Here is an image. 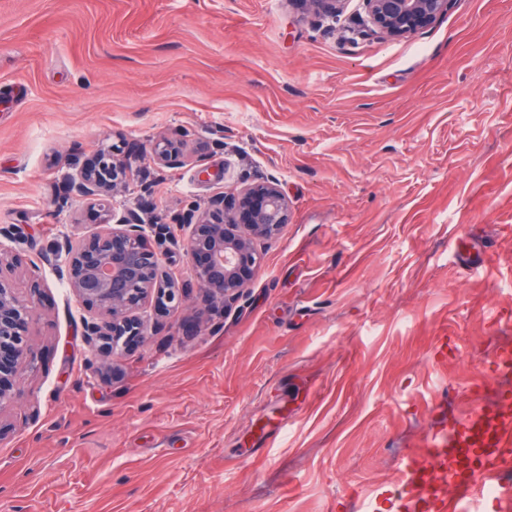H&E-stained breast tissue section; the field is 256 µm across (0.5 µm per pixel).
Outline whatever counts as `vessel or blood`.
Wrapping results in <instances>:
<instances>
[{"instance_id": "obj_1", "label": "vessel or blood", "mask_w": 512, "mask_h": 512, "mask_svg": "<svg viewBox=\"0 0 512 512\" xmlns=\"http://www.w3.org/2000/svg\"><path fill=\"white\" fill-rule=\"evenodd\" d=\"M512 459V409L486 420L480 408L454 414L412 453L396 512H478L480 476Z\"/></svg>"}]
</instances>
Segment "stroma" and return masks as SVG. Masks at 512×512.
<instances>
[{
    "label": "stroma",
    "instance_id": "1",
    "mask_svg": "<svg viewBox=\"0 0 512 512\" xmlns=\"http://www.w3.org/2000/svg\"><path fill=\"white\" fill-rule=\"evenodd\" d=\"M361 0H0V275L41 291L35 366L0 412V512H393L449 388L512 336V0H452L433 26L360 37ZM182 134L180 165L149 145ZM223 137V148L211 139ZM115 144L156 212L275 178L291 219L242 300L212 310L182 256L180 308L94 372L64 232L102 226L59 173ZM480 226L499 259L456 251ZM306 378L312 397L290 399ZM282 425L274 444L261 436ZM263 449L262 458L248 450Z\"/></svg>",
    "mask_w": 512,
    "mask_h": 512
}]
</instances>
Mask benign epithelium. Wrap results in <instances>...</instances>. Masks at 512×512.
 Instances as JSON below:
<instances>
[{
    "instance_id": "1",
    "label": "benign epithelium",
    "mask_w": 512,
    "mask_h": 512,
    "mask_svg": "<svg viewBox=\"0 0 512 512\" xmlns=\"http://www.w3.org/2000/svg\"><path fill=\"white\" fill-rule=\"evenodd\" d=\"M315 13L336 16L346 0H302ZM452 0H362L359 35L396 39L432 26L448 13ZM184 143L161 138L151 146L153 161L162 166L180 163ZM112 145L97 152L96 162L76 172H64L60 183L69 196L87 202L112 228L88 236H64L60 275L66 278L79 303L95 313L84 319V336L92 348L97 372L146 336L136 312L146 303L166 313L178 306L184 293L168 272L163 257L182 251L193 275L210 302L228 308L259 266L256 241L277 237L289 223L288 199L273 178L254 183L238 195L216 193L201 212L189 209L172 220L154 214L143 203L117 205L116 195L130 191L141 175L129 157ZM184 235H171V224ZM39 285L27 299L0 276V410L15 403L20 370L34 364L28 324Z\"/></svg>"
}]
</instances>
